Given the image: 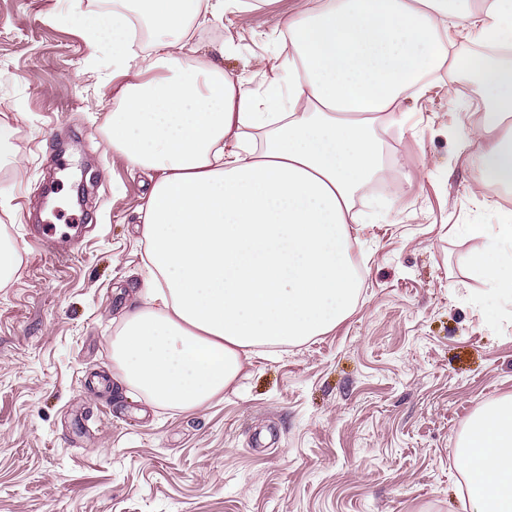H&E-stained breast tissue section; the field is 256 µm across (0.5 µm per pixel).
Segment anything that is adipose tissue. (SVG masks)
<instances>
[{
  "label": "adipose tissue",
  "mask_w": 512,
  "mask_h": 512,
  "mask_svg": "<svg viewBox=\"0 0 512 512\" xmlns=\"http://www.w3.org/2000/svg\"><path fill=\"white\" fill-rule=\"evenodd\" d=\"M254 7L112 0L83 22L87 66L112 50L106 139L149 182L136 212L152 286L112 338V359L123 382L165 408L204 406L261 349L324 335L353 313L354 197L388 174L377 122L450 63V29L503 52L471 65L487 113L465 143L480 205L512 187V0H305L260 92L184 52L193 30ZM252 129L264 130L261 145ZM466 231L484 241L471 263L487 285L481 303L511 301L512 224ZM455 458L469 512H512V396L474 416Z\"/></svg>",
  "instance_id": "obj_1"
}]
</instances>
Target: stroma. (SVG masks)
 Returning a JSON list of instances; mask_svg holds the SVG:
<instances>
[{"mask_svg":"<svg viewBox=\"0 0 512 512\" xmlns=\"http://www.w3.org/2000/svg\"><path fill=\"white\" fill-rule=\"evenodd\" d=\"M301 2L228 17L193 46L258 88ZM101 3L0 0V120L15 144L0 162V233L20 252L0 288V512H466L454 449L477 412L512 396V303L480 306L486 285L467 271L482 242L462 230L494 232L512 208L472 199L461 142L482 118L479 87L444 70L383 117L395 176L354 199L360 294L344 323L254 357L201 408L156 407L121 382L110 347L146 288V187L105 138L109 56L85 65L81 15ZM84 164V207L50 218L82 225L78 244H28L46 190L73 197Z\"/></svg>","mask_w":512,"mask_h":512,"instance_id":"35a3bbf8","label":"stroma"}]
</instances>
